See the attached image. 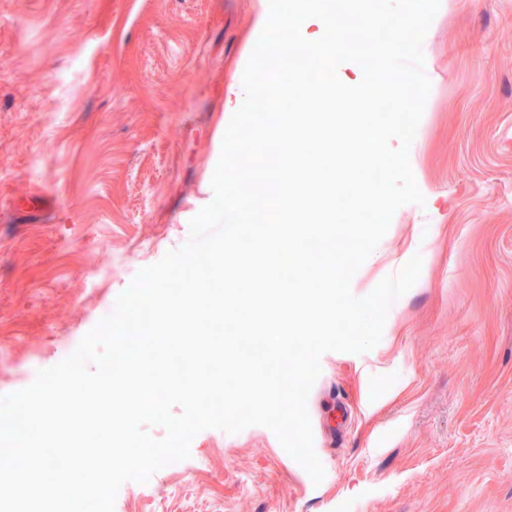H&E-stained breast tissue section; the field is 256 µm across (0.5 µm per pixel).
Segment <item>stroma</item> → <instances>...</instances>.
<instances>
[{"mask_svg": "<svg viewBox=\"0 0 512 512\" xmlns=\"http://www.w3.org/2000/svg\"><path fill=\"white\" fill-rule=\"evenodd\" d=\"M268 0H0V396L74 352L181 248ZM410 147L424 205L351 281L414 254L380 343L329 352L307 399L313 482L252 426L125 482L114 512H512V0H441Z\"/></svg>", "mask_w": 512, "mask_h": 512, "instance_id": "obj_1", "label": "stroma"}]
</instances>
